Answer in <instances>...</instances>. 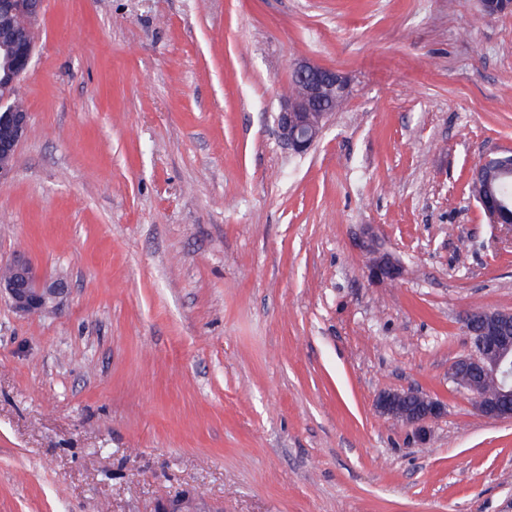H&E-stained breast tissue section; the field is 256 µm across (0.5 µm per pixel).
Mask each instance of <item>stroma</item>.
Instances as JSON below:
<instances>
[{"label": "stroma", "instance_id": "1", "mask_svg": "<svg viewBox=\"0 0 512 512\" xmlns=\"http://www.w3.org/2000/svg\"><path fill=\"white\" fill-rule=\"evenodd\" d=\"M350 84L297 155L293 63ZM0 183V512H512V421L448 377L512 311L470 192L512 152V11L477 0H44ZM401 262L371 278L363 243ZM412 389L444 411L395 424ZM7 267L9 275L0 278V298L6 295L16 312L22 315L42 313L66 291L62 281L43 276L25 255H15ZM374 409L390 421L424 428L425 424L441 414L443 407L431 397L407 390L381 392L375 400Z\"/></svg>", "mask_w": 512, "mask_h": 512}]
</instances>
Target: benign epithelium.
<instances>
[{"instance_id":"obj_1","label":"benign epithelium","mask_w":512,"mask_h":512,"mask_svg":"<svg viewBox=\"0 0 512 512\" xmlns=\"http://www.w3.org/2000/svg\"><path fill=\"white\" fill-rule=\"evenodd\" d=\"M42 0H0V12L40 15ZM0 48L5 51L0 63V155H13L27 137L30 113L8 103L21 78L28 71L34 44L20 27L0 29ZM292 78L302 87L299 94L284 97L276 117L280 142L296 154L312 149L322 134L328 106L336 103V95H345L347 82L338 72L309 60L297 61ZM364 248L373 253L370 274L374 278L399 275L397 260L387 253H375L373 242ZM9 275L0 278V296L6 295L16 312L33 316L47 310L62 296L65 285L58 279L43 276L30 259L22 254L8 264ZM512 323L511 312L472 310L465 315L464 326L472 337L473 350L457 359L448 369V377L468 390L475 410L483 417L512 420V335L501 329ZM491 381L495 391L485 390L481 383ZM375 411L395 422L420 428L439 416L442 405L420 392L384 391L374 403Z\"/></svg>"}]
</instances>
